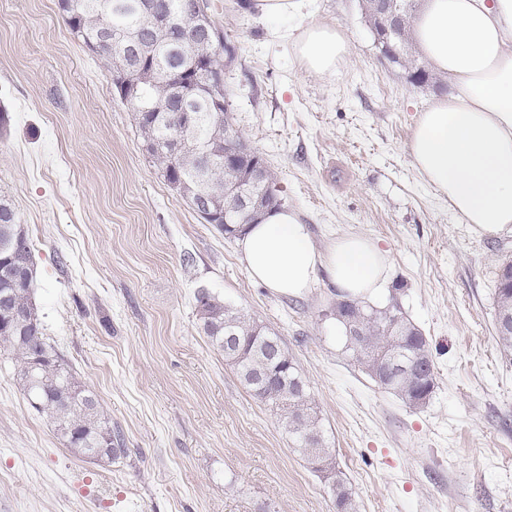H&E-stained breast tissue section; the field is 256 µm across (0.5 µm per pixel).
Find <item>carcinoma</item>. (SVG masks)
<instances>
[{"mask_svg":"<svg viewBox=\"0 0 512 512\" xmlns=\"http://www.w3.org/2000/svg\"><path fill=\"white\" fill-rule=\"evenodd\" d=\"M142 0H58V6L71 33L89 47L100 39H110V48L99 53L112 79L132 77L138 82L139 98L134 107L151 108L146 121L137 124L145 151L160 170L166 183L182 181L183 191L192 197L203 195L235 201L236 175L215 164L204 169L193 156L198 145H211L216 153L225 152L241 139L234 129L230 109L218 113L207 101V79L195 77L197 123L184 134L183 150L170 152L169 138L179 133L173 122L176 113L160 110L166 101L174 105L181 96L174 94L166 74H183L190 69L189 52L169 31L149 25L141 11ZM405 18L398 39L377 41L379 52L390 62L404 68L418 84H436L427 63L421 60L407 32L416 8V0H397ZM157 68L156 80L139 74ZM275 174L260 186L251 188L255 203L251 212L236 220L251 224L267 208L281 205L274 193ZM34 267L32 243L9 198L0 194V296L7 295L16 317L0 311V349L12 355L17 384L30 405L45 416L57 437L74 454L112 462L126 453L122 431L112 425L100 409L98 400L73 373L68 363L48 342L38 311L28 288L16 284L18 270ZM497 280L502 288L495 293L496 343L504 356L512 355V257L499 260ZM340 303L350 309L341 317L336 311L329 318L338 322L345 351L374 377L377 355H404L407 364L398 369L386 390L410 407L416 400L429 397L437 386L435 366L429 343L422 331L405 316L398 301L371 304L343 297ZM196 319L210 345L234 368L251 395L279 418L294 448L314 465L318 472L335 471V464L314 409L309 382L299 371L281 338L257 324L245 311L224 302L217 294L200 288L195 294ZM330 492L336 512H357L354 494L339 479L331 480Z\"/></svg>","mask_w":512,"mask_h":512,"instance_id":"obj_1","label":"carcinoma"}]
</instances>
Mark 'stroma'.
<instances>
[{
    "instance_id": "1",
    "label": "stroma",
    "mask_w": 512,
    "mask_h": 512,
    "mask_svg": "<svg viewBox=\"0 0 512 512\" xmlns=\"http://www.w3.org/2000/svg\"><path fill=\"white\" fill-rule=\"evenodd\" d=\"M212 3L237 48L224 74L234 128L319 243L352 232L387 252L437 386L419 409L378 386L325 316L336 299L327 277L301 297L251 280L235 240L164 181L58 0H0V193L29 230L45 335L128 448L109 464L73 454L0 352V512H336L200 330V288L282 338L357 512H512V360L494 321L512 233L473 232L414 171L406 144L433 87L381 56L360 0H309L304 17L274 20L248 0ZM321 22L350 44L323 78L291 50Z\"/></svg>"
}]
</instances>
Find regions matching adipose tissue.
Returning a JSON list of instances; mask_svg holds the SVG:
<instances>
[{"mask_svg":"<svg viewBox=\"0 0 512 512\" xmlns=\"http://www.w3.org/2000/svg\"><path fill=\"white\" fill-rule=\"evenodd\" d=\"M412 38L448 93L422 110L407 144L421 181L476 232L512 230V0H423ZM299 67L334 75L349 54L333 23L303 27ZM237 247L248 276L280 296L300 297L319 276L342 294L375 299L389 258L371 238L343 234L318 245L298 215L277 209L245 225Z\"/></svg>","mask_w":512,"mask_h":512,"instance_id":"obj_1","label":"adipose tissue"}]
</instances>
